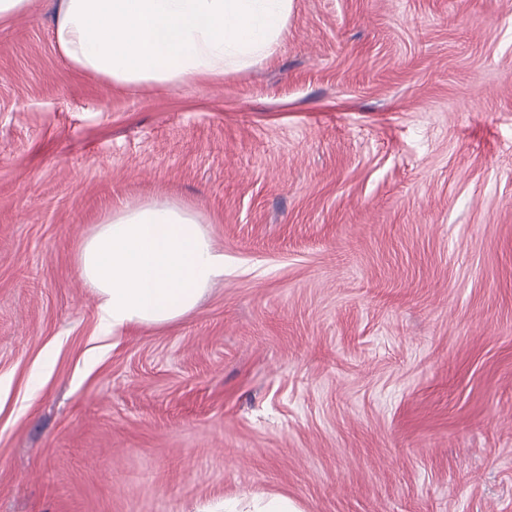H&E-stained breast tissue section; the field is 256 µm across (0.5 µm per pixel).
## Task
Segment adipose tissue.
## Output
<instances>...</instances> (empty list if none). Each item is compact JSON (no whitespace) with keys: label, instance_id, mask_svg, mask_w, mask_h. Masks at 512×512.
Returning a JSON list of instances; mask_svg holds the SVG:
<instances>
[{"label":"adipose tissue","instance_id":"adipose-tissue-1","mask_svg":"<svg viewBox=\"0 0 512 512\" xmlns=\"http://www.w3.org/2000/svg\"><path fill=\"white\" fill-rule=\"evenodd\" d=\"M292 0H58L52 40L75 68L112 84L179 86L248 68L283 38ZM77 271L97 299L98 328L117 335L189 314L224 277V253L198 215L128 205L85 239Z\"/></svg>","mask_w":512,"mask_h":512}]
</instances>
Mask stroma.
<instances>
[{
  "label": "stroma",
  "mask_w": 512,
  "mask_h": 512,
  "mask_svg": "<svg viewBox=\"0 0 512 512\" xmlns=\"http://www.w3.org/2000/svg\"><path fill=\"white\" fill-rule=\"evenodd\" d=\"M55 12L0 22V512H512V0H294L175 88ZM152 200L224 278L104 337L78 247ZM298 505L283 495H260L246 504L238 497H224L220 512H301Z\"/></svg>",
  "instance_id": "obj_1"
}]
</instances>
